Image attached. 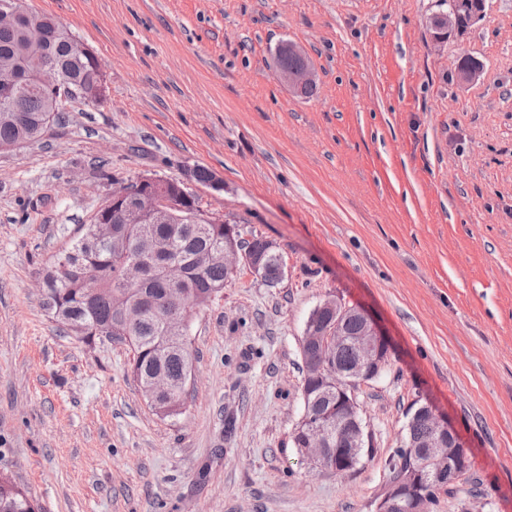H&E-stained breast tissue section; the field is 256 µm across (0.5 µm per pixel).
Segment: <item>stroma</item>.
<instances>
[{"instance_id":"1","label":"stroma","mask_w":512,"mask_h":512,"mask_svg":"<svg viewBox=\"0 0 512 512\" xmlns=\"http://www.w3.org/2000/svg\"><path fill=\"white\" fill-rule=\"evenodd\" d=\"M26 2L96 53L106 97L0 151V471L42 512H376L428 404L471 459L432 512H512V0L441 43L440 0ZM285 43L313 96L279 77ZM197 167L224 179L193 185L204 212L276 243L285 276L240 267L196 310V379L164 419L129 347L61 334L37 284L114 181ZM328 298L391 344L354 391L373 452L344 475L291 439Z\"/></svg>"}]
</instances>
